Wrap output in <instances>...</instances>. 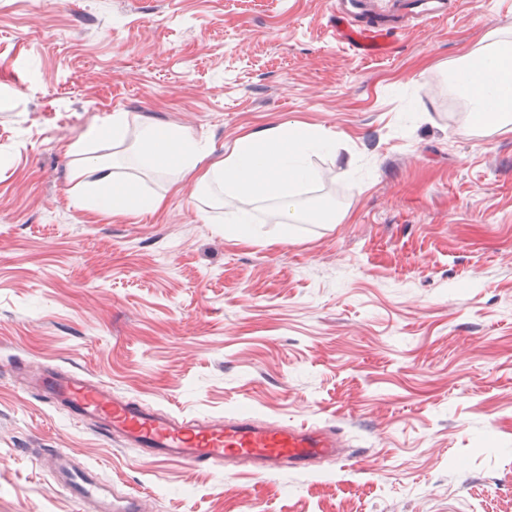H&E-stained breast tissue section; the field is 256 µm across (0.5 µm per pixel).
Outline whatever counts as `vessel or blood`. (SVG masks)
<instances>
[{
  "label": "vessel or blood",
  "mask_w": 512,
  "mask_h": 512,
  "mask_svg": "<svg viewBox=\"0 0 512 512\" xmlns=\"http://www.w3.org/2000/svg\"><path fill=\"white\" fill-rule=\"evenodd\" d=\"M452 0H394L390 15L373 18L369 0H339L332 25L355 50L372 56L382 53L400 19H445ZM24 371L37 392L64 407L72 421L93 424L107 438H117L140 456L161 463L199 469H249L271 472H309L317 462L349 458L345 433L314 421H268L240 412L216 418L178 415L119 396L89 376L51 364L25 363ZM51 456L56 481L82 512H144L141 496L112 497L94 469L75 467L69 452L56 448Z\"/></svg>",
  "instance_id": "vessel-or-blood-1"
}]
</instances>
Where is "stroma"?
I'll return each mask as SVG.
<instances>
[{
    "label": "stroma",
    "mask_w": 512,
    "mask_h": 512,
    "mask_svg": "<svg viewBox=\"0 0 512 512\" xmlns=\"http://www.w3.org/2000/svg\"><path fill=\"white\" fill-rule=\"evenodd\" d=\"M332 8L0 0V512H78L51 448L149 512H512V132H468L448 87L512 36V0H458L375 58ZM116 112L216 158L287 122L336 150L310 157L296 224L107 142L161 206L79 208L66 148ZM23 360L175 413L335 421L366 455L263 476L149 462L43 402Z\"/></svg>",
    "instance_id": "35a3bbf8"
}]
</instances>
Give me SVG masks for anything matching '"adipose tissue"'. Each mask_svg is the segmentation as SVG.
Returning a JSON list of instances; mask_svg holds the SVG:
<instances>
[{"instance_id": "ef3b65f1", "label": "adipose tissue", "mask_w": 512, "mask_h": 512, "mask_svg": "<svg viewBox=\"0 0 512 512\" xmlns=\"http://www.w3.org/2000/svg\"><path fill=\"white\" fill-rule=\"evenodd\" d=\"M455 83L472 111L491 113L497 131L512 130V42L496 40L484 51L467 55L458 66ZM128 134L126 114L113 115L103 126H90L69 145L70 154L81 156L74 177L82 186L80 206L115 213L136 209L148 212L157 199L140 195L134 182L117 179L111 165L98 160L96 146L122 143ZM138 157L146 164L192 173L200 189L217 190L225 197H251L275 201L283 222L301 220L298 189L314 181L316 172L309 156L331 151L334 140L302 126L273 125L244 135L224 159L206 163L205 144L172 125L144 127L137 139Z\"/></svg>"}]
</instances>
